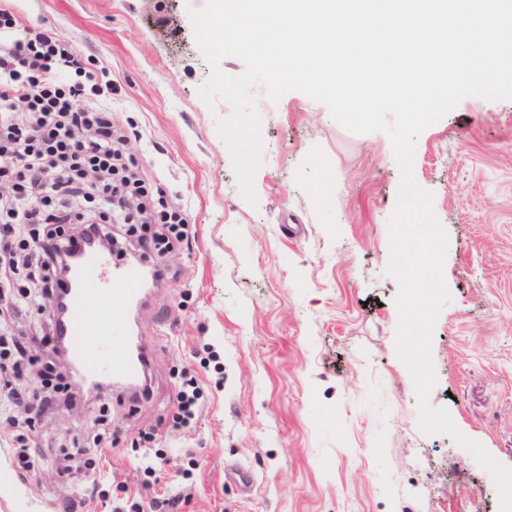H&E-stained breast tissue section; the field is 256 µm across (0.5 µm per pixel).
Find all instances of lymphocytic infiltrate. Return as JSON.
<instances>
[{
  "instance_id": "1",
  "label": "lymphocytic infiltrate",
  "mask_w": 512,
  "mask_h": 512,
  "mask_svg": "<svg viewBox=\"0 0 512 512\" xmlns=\"http://www.w3.org/2000/svg\"><path fill=\"white\" fill-rule=\"evenodd\" d=\"M104 94L76 45L0 7V258L52 297L64 286L72 251L91 238L111 240L113 225L134 238L142 260L174 250L191 233L181 211L156 200L127 154ZM42 390L24 425L70 404L77 383L48 364ZM98 421L102 432L70 448L94 473L119 440L107 408Z\"/></svg>"
}]
</instances>
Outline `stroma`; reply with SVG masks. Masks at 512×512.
<instances>
[{"label": "stroma", "instance_id": "obj_1", "mask_svg": "<svg viewBox=\"0 0 512 512\" xmlns=\"http://www.w3.org/2000/svg\"><path fill=\"white\" fill-rule=\"evenodd\" d=\"M200 0H12L22 23L79 46L108 74L112 118L164 202L193 226L168 253L172 276L134 315L152 341L151 397L133 405L84 392L44 415L12 464L13 418L0 403V512H110L78 483L59 446L97 430L108 404L125 432L105 480L136 482L155 453L160 488L193 484L180 512H500L491 475L446 435L418 425L411 376L395 351L400 285L389 275V219L400 170L384 132L356 134L329 107L256 87L264 164L257 205L240 194L217 117L199 90L211 67L189 16ZM416 182L448 238L451 293L435 323L431 407L512 467V99L467 97L416 140ZM202 391L198 421L168 432L180 371ZM154 432L151 447L133 444ZM240 464L250 493L225 477Z\"/></svg>", "mask_w": 512, "mask_h": 512}]
</instances>
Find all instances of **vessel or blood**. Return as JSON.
<instances>
[{
	"label": "vessel or blood",
	"instance_id": "1",
	"mask_svg": "<svg viewBox=\"0 0 512 512\" xmlns=\"http://www.w3.org/2000/svg\"><path fill=\"white\" fill-rule=\"evenodd\" d=\"M145 276L135 266L113 264L106 252L88 254L72 280L65 337L76 369L85 377L134 383L151 360V346L132 340L125 309L137 304Z\"/></svg>",
	"mask_w": 512,
	"mask_h": 512
}]
</instances>
